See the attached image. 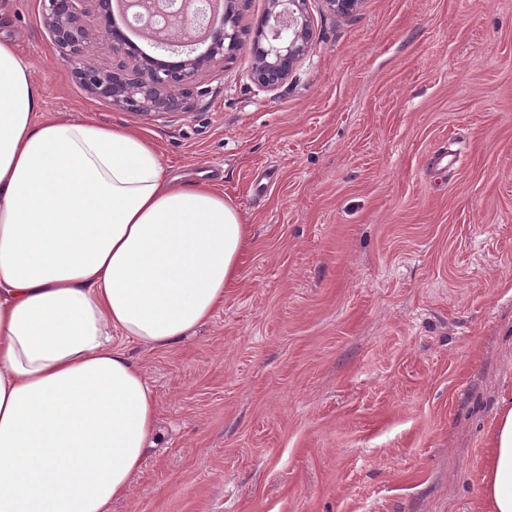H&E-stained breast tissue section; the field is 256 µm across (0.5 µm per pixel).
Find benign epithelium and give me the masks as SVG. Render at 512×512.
Masks as SVG:
<instances>
[{"label":"benign epithelium","instance_id":"obj_1","mask_svg":"<svg viewBox=\"0 0 512 512\" xmlns=\"http://www.w3.org/2000/svg\"><path fill=\"white\" fill-rule=\"evenodd\" d=\"M43 0V21L62 49L79 82L103 103L149 117H162L182 108L192 95L200 74L224 58L248 48L251 76L265 89L282 85L295 64L311 50L312 29L306 11L308 0H268L255 35L243 39L239 26L241 0H225L224 25L212 32L207 51L199 56L168 62L149 57L112 26L111 0ZM126 11L142 21L141 30L160 47L194 30V0H183L171 13L168 0H123ZM107 39L130 64L102 71L85 57L93 35Z\"/></svg>","mask_w":512,"mask_h":512}]
</instances>
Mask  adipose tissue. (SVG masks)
Segmentation results:
<instances>
[{"instance_id": "obj_1", "label": "adipose tissue", "mask_w": 512, "mask_h": 512, "mask_svg": "<svg viewBox=\"0 0 512 512\" xmlns=\"http://www.w3.org/2000/svg\"><path fill=\"white\" fill-rule=\"evenodd\" d=\"M30 70L0 39V512H111L161 437L127 345L206 324L248 227L129 128L43 118ZM490 442L482 497L512 512V401Z\"/></svg>"}]
</instances>
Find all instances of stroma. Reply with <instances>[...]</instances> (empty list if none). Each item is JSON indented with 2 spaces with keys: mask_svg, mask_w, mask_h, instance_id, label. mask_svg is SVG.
Segmentation results:
<instances>
[{
  "mask_svg": "<svg viewBox=\"0 0 512 512\" xmlns=\"http://www.w3.org/2000/svg\"><path fill=\"white\" fill-rule=\"evenodd\" d=\"M308 10L280 88L243 51L151 118L80 85L41 0H0L46 115L136 131L248 226L213 317L130 347L164 438L112 512H487L512 399V0Z\"/></svg>",
  "mask_w": 512,
  "mask_h": 512,
  "instance_id": "35a3bbf8",
  "label": "stroma"
}]
</instances>
